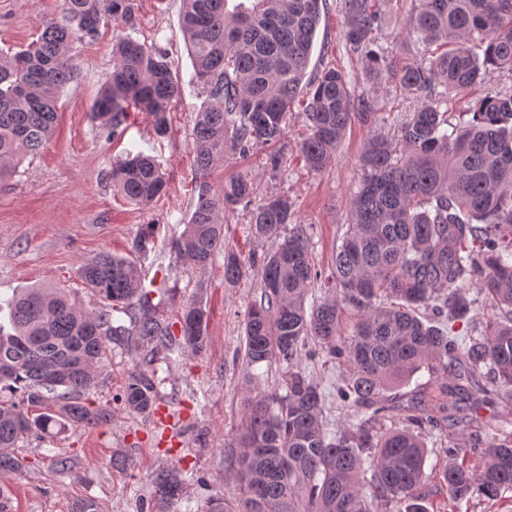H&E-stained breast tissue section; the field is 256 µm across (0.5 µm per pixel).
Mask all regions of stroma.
<instances>
[{
    "instance_id": "stroma-1",
    "label": "stroma",
    "mask_w": 512,
    "mask_h": 512,
    "mask_svg": "<svg viewBox=\"0 0 512 512\" xmlns=\"http://www.w3.org/2000/svg\"><path fill=\"white\" fill-rule=\"evenodd\" d=\"M137 4L134 38L164 50L180 78L182 94L170 114L171 134L157 140L149 116L135 112L120 138L101 136L91 108L112 69L113 30L102 29L96 41L75 46L80 72L61 96L53 138L15 176L0 183V298L43 284L70 290L85 309L97 308L99 298L79 275L82 263L104 249L127 254L133 239L150 224L155 228V249L138 256L137 263L145 279L166 280L170 289L158 315L173 322L184 305L202 301L209 314L208 345L201 354L187 352L176 362L162 364L160 404L168 413L166 419L119 410L107 426L71 427L19 442L16 453L25 458L27 468L9 478L17 512H71L74 503L85 498L95 500L99 512H152V479L158 470L173 465L181 469L186 489L172 512H204L207 497L230 501L238 493L234 470L227 465L237 451L227 441L240 425L245 381L238 352L244 312L259 294L260 280L251 275L236 285L225 284L220 257L204 269L172 263L169 238L183 230L194 188L203 178L194 165L191 132L194 114L206 96L193 79L179 21L181 0ZM416 4L417 0H381L383 21L376 46L400 66L428 56L422 42L406 33ZM57 15L58 0H0V48H26L38 38L42 23ZM345 27V0H324L307 75L315 77L332 66L343 70L355 94H371L372 120L353 121L330 163L316 173L299 153L306 135L302 114L290 112L285 136L272 150L250 156L227 151L223 165L205 177L215 187L236 175L255 182L250 207L238 209L226 229L225 244L240 257L271 248V241L251 236L250 215L267 196L281 194L293 204L294 223L308 228L316 265L330 270L347 230L350 202L362 181L360 155L371 139L393 131L421 103L391 81L372 88L361 54L344 39ZM486 89L512 93V70H490L485 86L468 94L447 93L449 121L457 122L459 113L469 111ZM138 152L152 155L167 176L165 191L145 207L127 201L109 177L115 162ZM270 152L281 158L278 169L266 162ZM132 366L131 357L113 347L99 370L91 401L111 403ZM477 410L482 425L458 432L461 447H488L499 427L512 421V402L495 399ZM57 453L73 457L72 472L51 473L50 459ZM115 455L130 458L131 467L112 469L109 461ZM199 474L205 476L206 487L197 485ZM424 494L429 512H512V492L494 501L474 497L456 503L433 478Z\"/></svg>"
}]
</instances>
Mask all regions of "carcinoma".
Listing matches in <instances>:
<instances>
[{
	"label": "carcinoma",
	"mask_w": 512,
	"mask_h": 512,
	"mask_svg": "<svg viewBox=\"0 0 512 512\" xmlns=\"http://www.w3.org/2000/svg\"><path fill=\"white\" fill-rule=\"evenodd\" d=\"M181 2L194 77L207 96L193 122L201 173L223 163L229 146L246 156L280 142L302 94L307 135L299 152L312 171L328 165L352 120L374 114L372 102L354 96L348 76L334 67L304 82L323 0H237L231 9L230 0ZM345 8V39L364 53L372 83L393 79L428 99L362 154L365 176L324 296L307 303L322 272L285 196L271 195L251 212V234L278 240L274 249L246 260L224 250L225 213L249 205L255 192L246 176L218 189L199 182L187 224L169 239L175 262L194 268L224 253L228 285L251 271L260 277V295L244 313L240 351L248 385L235 435L242 448L233 462L239 495L233 506L210 499L209 512H391L394 502L405 503V512H428L425 432L443 440L446 461L435 476L452 501L512 491V430L501 427L487 448H462L454 435L479 423L459 415L458 404L485 400L481 366L489 365L512 396V95L486 92L451 131L444 100L429 97L437 83L467 92L489 68L512 69V0H418L409 32L447 50L400 69L373 49L379 0H346ZM136 17V0H61L59 18L42 25L35 42L0 51V182L51 140L60 93L79 71L73 46L95 40L108 24L132 29ZM180 94L163 51L120 35L92 115L102 133L115 137L125 131L128 112H145L154 135L165 138ZM112 184L146 206L164 190L166 173L138 153L112 166ZM153 245L149 224L134 251ZM79 273L103 302L94 311L54 286L23 288L0 302L8 310V325L0 324V475L23 472L14 448L29 436L112 422V407L89 398L110 344L135 355L113 404L143 415L159 401V350L170 361L206 347L202 303L186 304L175 322L160 319L152 296H164L166 282L144 285L133 258L102 251ZM479 303L493 319L462 342L456 324ZM346 310L355 317L348 336L341 324ZM115 312L128 324H114ZM319 354L349 367L336 403L353 417L335 430L324 419L327 395L301 368ZM258 366L279 373L274 388L249 385ZM423 370L441 380L440 401L389 396ZM73 468L68 455L51 458L56 475ZM183 490L176 467L161 471L153 508L170 512Z\"/></svg>",
	"instance_id": "1"
}]
</instances>
